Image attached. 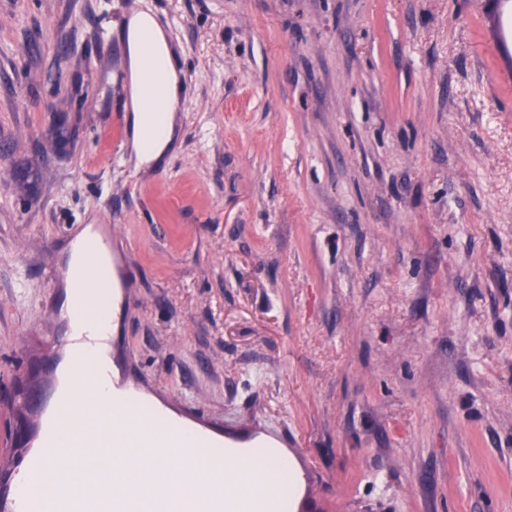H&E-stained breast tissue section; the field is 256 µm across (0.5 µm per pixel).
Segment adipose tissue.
<instances>
[{
	"label": "adipose tissue",
	"instance_id": "adipose-tissue-1",
	"mask_svg": "<svg viewBox=\"0 0 512 512\" xmlns=\"http://www.w3.org/2000/svg\"><path fill=\"white\" fill-rule=\"evenodd\" d=\"M128 46L127 109L139 164L160 159L173 139L180 98L179 68L164 31L146 13H132L124 30Z\"/></svg>",
	"mask_w": 512,
	"mask_h": 512
}]
</instances>
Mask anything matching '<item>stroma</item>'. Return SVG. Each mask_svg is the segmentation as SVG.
<instances>
[{
  "instance_id": "stroma-1",
  "label": "stroma",
  "mask_w": 512,
  "mask_h": 512,
  "mask_svg": "<svg viewBox=\"0 0 512 512\" xmlns=\"http://www.w3.org/2000/svg\"><path fill=\"white\" fill-rule=\"evenodd\" d=\"M506 8L0 0V378L56 358L48 274L70 226L108 224L121 383L214 435L275 440L314 512H512ZM135 9L184 85L152 168L101 39Z\"/></svg>"
}]
</instances>
